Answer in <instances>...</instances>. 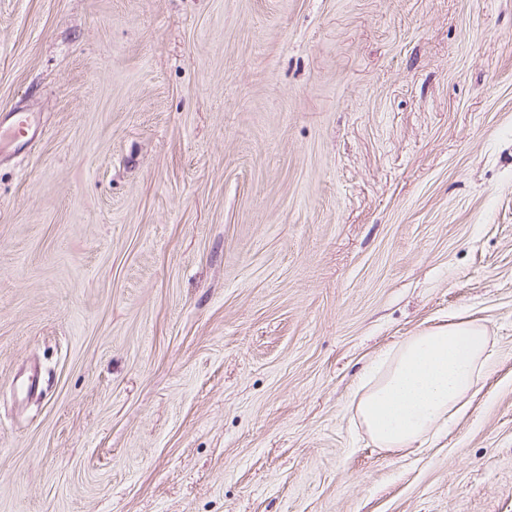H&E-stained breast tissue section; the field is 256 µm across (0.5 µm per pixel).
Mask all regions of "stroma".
<instances>
[{
	"label": "stroma",
	"mask_w": 512,
	"mask_h": 512,
	"mask_svg": "<svg viewBox=\"0 0 512 512\" xmlns=\"http://www.w3.org/2000/svg\"><path fill=\"white\" fill-rule=\"evenodd\" d=\"M18 109L0 512H512V0H0ZM460 319L479 392L376 447L360 371Z\"/></svg>",
	"instance_id": "1"
}]
</instances>
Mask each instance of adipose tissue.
<instances>
[{
    "instance_id": "ef3b65f1",
    "label": "adipose tissue",
    "mask_w": 512,
    "mask_h": 512,
    "mask_svg": "<svg viewBox=\"0 0 512 512\" xmlns=\"http://www.w3.org/2000/svg\"><path fill=\"white\" fill-rule=\"evenodd\" d=\"M491 355L480 323L421 330L382 350L364 368L354 411L377 447H422L465 408Z\"/></svg>"
}]
</instances>
